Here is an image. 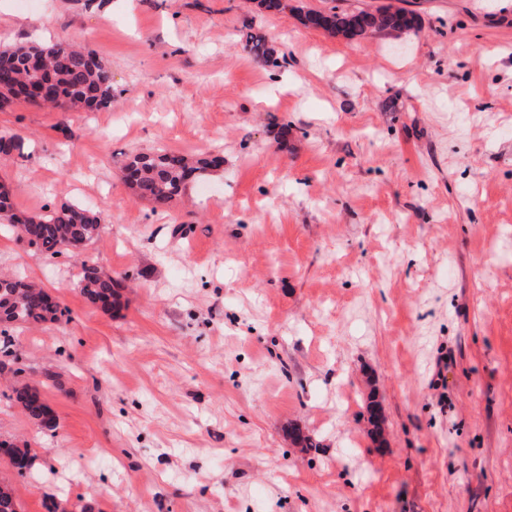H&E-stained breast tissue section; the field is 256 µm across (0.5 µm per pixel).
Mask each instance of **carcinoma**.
I'll return each mask as SVG.
<instances>
[{"instance_id":"cac0c4a2","label":"carcinoma","mask_w":512,"mask_h":512,"mask_svg":"<svg viewBox=\"0 0 512 512\" xmlns=\"http://www.w3.org/2000/svg\"><path fill=\"white\" fill-rule=\"evenodd\" d=\"M259 11L276 15L288 9L298 12L301 22L325 33L353 40L369 33L394 37L419 30L420 17L412 10L386 4L373 11H327L292 6L288 0H253ZM244 48L263 65L278 64L266 35L249 29L241 35ZM15 100L36 106L63 110L81 103L90 112L112 107V71L93 52L69 42L42 47L17 44L0 52V108ZM221 157L209 154L195 160L157 149L128 154L122 164L123 178L135 193L153 204L168 209L180 201L192 175L212 168ZM10 224L16 237L55 257L81 256L86 246L98 241L104 232V217L99 211L78 204L49 210L36 216L19 215L10 191L0 186V221ZM79 287L92 305L108 311L121 297L122 281L104 274L89 261H82ZM64 315V309L39 284L0 273V355L14 353L12 331L52 323ZM12 400L22 413L43 428L55 426V417L37 385L18 378ZM12 452L18 470L30 466V450L25 443L1 442ZM0 512H20L13 486L0 482Z\"/></svg>"}]
</instances>
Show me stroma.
I'll return each instance as SVG.
<instances>
[{"label": "stroma", "instance_id": "1", "mask_svg": "<svg viewBox=\"0 0 512 512\" xmlns=\"http://www.w3.org/2000/svg\"><path fill=\"white\" fill-rule=\"evenodd\" d=\"M290 2L390 3L422 28L347 41L249 0H0V49L79 43L114 95L0 110L24 139L0 159L16 211L107 221L80 259L0 233V269L65 309L15 333L54 374L56 428L0 378V441L35 461L0 460L22 512H512V0ZM157 147L224 163L161 212L119 176ZM84 258L125 278L119 310L81 296ZM241 40H244V48L253 56V58L263 65L278 64L275 51L271 46L268 37L253 28H249L246 33L241 35Z\"/></svg>", "mask_w": 512, "mask_h": 512}]
</instances>
